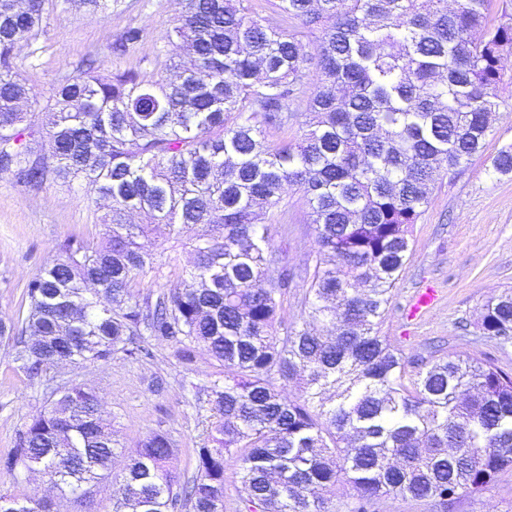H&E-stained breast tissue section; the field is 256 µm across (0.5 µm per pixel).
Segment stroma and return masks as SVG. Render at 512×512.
I'll return each instance as SVG.
<instances>
[{
  "instance_id": "1",
  "label": "stroma",
  "mask_w": 512,
  "mask_h": 512,
  "mask_svg": "<svg viewBox=\"0 0 512 512\" xmlns=\"http://www.w3.org/2000/svg\"><path fill=\"white\" fill-rule=\"evenodd\" d=\"M179 11V0H119L104 14L59 0L42 32L25 43L14 60L39 96L29 121L41 122L54 87L77 74L86 59H97L108 70L121 66L152 74L155 47ZM129 27L141 28L143 40L124 57L115 58L112 46ZM502 68L510 80L500 88L505 105L496 116L494 131L467 168L437 181L428 207L412 228V250L381 325L382 335L402 352L413 371L433 357L462 351L512 372V342L500 343L481 329L484 303L512 289V174L492 169L497 151L512 144V55L504 57ZM282 203L290 223L273 225V244L283 263L298 270L314 250V236L304 222L302 191L285 187ZM71 236L94 242L105 236L85 183L29 189L13 174L0 173V316L21 319L28 279ZM425 280L440 288L441 299L413 325L406 319L407 305ZM148 345L153 351L148 360L120 353L106 362L68 367L52 382H32L15 372L13 348L0 342V457L14 448L25 425L48 408L53 383L83 384L99 395L104 416L113 421L126 449L153 432L167 433L178 447L174 471L184 479L194 476L193 450L205 436L209 410L197 400L192 385L205 380L214 367L202 354L189 369L174 344L152 339ZM369 512H512V469L488 488L445 506L388 495L375 501Z\"/></svg>"
}]
</instances>
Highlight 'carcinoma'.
I'll list each match as a JSON object with an SVG mask.
<instances>
[{"label":"carcinoma","instance_id":"obj_1","mask_svg":"<svg viewBox=\"0 0 512 512\" xmlns=\"http://www.w3.org/2000/svg\"><path fill=\"white\" fill-rule=\"evenodd\" d=\"M53 2L0 0V172L32 189L85 181L107 202L106 237L63 241L0 338L17 337L16 370L30 381L64 361L147 358L144 335L178 345L187 365L201 350L220 371L199 387L212 419L190 481L170 468L165 433L119 447L80 384L51 392L0 467L39 470L81 502L123 455L111 512H224L230 462L254 512H328L339 482L351 512L388 494L445 505L512 469V373L455 352L411 374L380 336L429 185L464 170L503 105L512 23L490 19L492 0H456L451 13L447 0H278L277 24L250 0H181L155 75L90 64L33 124L37 93L14 58ZM142 38L129 27L113 52ZM312 75L301 138L269 142ZM492 168L512 173V145ZM286 184L303 191L316 248L300 328L280 317L293 274L267 275ZM133 212L144 223H129ZM185 235L192 265L141 295L140 275L174 268L141 240ZM481 327L512 340L511 290L483 305ZM296 377L302 394L286 401ZM0 512L52 508L36 493L0 494Z\"/></svg>","mask_w":512,"mask_h":512}]
</instances>
